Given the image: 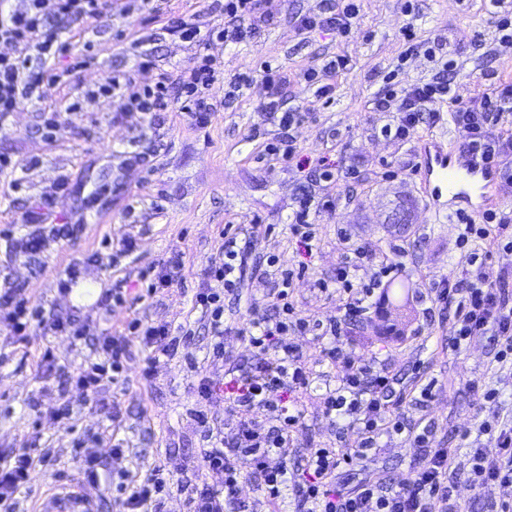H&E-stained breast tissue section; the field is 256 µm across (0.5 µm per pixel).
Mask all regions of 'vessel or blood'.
I'll use <instances>...</instances> for the list:
<instances>
[{
  "instance_id": "b4317fda",
  "label": "vessel or blood",
  "mask_w": 512,
  "mask_h": 512,
  "mask_svg": "<svg viewBox=\"0 0 512 512\" xmlns=\"http://www.w3.org/2000/svg\"><path fill=\"white\" fill-rule=\"evenodd\" d=\"M423 183L432 201L442 196L457 200L462 211L480 215L496 206L498 174L494 165L474 158L460 143L425 160ZM91 501L79 490L54 492L45 498L40 512H92Z\"/></svg>"
}]
</instances>
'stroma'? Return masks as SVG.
Instances as JSON below:
<instances>
[{
    "label": "stroma",
    "instance_id": "obj_1",
    "mask_svg": "<svg viewBox=\"0 0 512 512\" xmlns=\"http://www.w3.org/2000/svg\"><path fill=\"white\" fill-rule=\"evenodd\" d=\"M126 4L112 0L101 22L64 35L71 53L61 65L87 49L96 58L95 68L77 73L68 84H43L38 98L25 102L0 127V154L25 165L22 191L0 196V279L21 284L44 317L80 316L90 334L76 341L34 326L20 340L0 326V456L28 446L45 458L17 495L13 512H37L58 474L75 473L76 439L83 435L100 438L96 451L104 463L106 491L98 500L99 512H115L112 477L137 463L159 467L169 478L162 512H189V487L222 486L223 474L205 469L202 456L217 435L234 425L224 414V399L233 390L225 372L230 362L247 361L250 351L232 331L224 335L223 357H214L207 319L194 299L207 285L203 269L223 244L228 224L237 228V243L250 254L237 296L224 302L229 321L272 313L274 282L265 272L267 256L278 257L286 268L306 263L305 275L293 284V298L302 315L324 321L338 315L343 297L318 293L314 282L336 273L343 254L339 231L357 242L404 248L405 268L391 277L401 309L379 311L343 347L361 361L387 360L403 382V408L411 423L427 429L434 445L456 450L448 473L451 502L462 512H495L500 502H512V483H492L474 493L468 463L472 446L487 456L496 454L493 437L473 433L471 413L479 403L473 385L498 388L499 409L506 415L512 413V373L499 371L486 338L453 349L448 312H436L429 320L418 317L431 305L432 282L470 275L460 259L461 226L454 211H430L420 187L425 147L434 140H456L457 134L444 121L398 140L384 131L394 113L373 109L387 77L403 85L424 84L435 73L424 53L403 56L401 31L409 24L419 40L442 44L447 51L458 99L476 97L493 78L512 79V39L497 29L490 0H356L354 30L343 41L298 30V18L320 13L322 0H269L272 21L205 50L170 34L168 21L197 12L211 25L223 26V0H169L165 14L152 20L126 11ZM141 49L154 51L158 71H136ZM205 53L218 57L223 69L209 91L216 110L207 126L195 125L181 112L158 113L147 125L134 116L118 117L120 100L100 98L86 102L54 141H46L38 129L41 112L66 111L87 84L111 72L132 70L138 82L151 84L158 72L178 76ZM339 55L348 58L347 70L337 74L330 99L316 97L301 74L322 69ZM264 62L287 74V106L308 114L294 131L297 153L290 162L267 151L278 126L260 112L268 96L260 73ZM323 158L339 168L354 166L360 177L316 184V192L332 196L335 206L312 215L316 247L304 259L288 230V215L304 170ZM390 167L398 169V177H386ZM61 183L66 189L53 212L57 231L47 248L34 255L18 253L17 239L31 230L24 212ZM256 216L271 225L269 234L251 233ZM128 237L138 243L130 255L121 251ZM175 251L182 256L179 281L154 300L138 301L141 271L164 268ZM73 262L81 265L79 283L61 292L59 281ZM120 280L128 290L125 303L103 306L101 296ZM136 318L166 326L177 340L175 352L161 357L151 379L141 376L143 354L137 349L123 382L103 387L97 398L66 384L63 371L103 359L96 336L123 335ZM186 325L193 336H184ZM294 342L313 378L300 397L304 418L292 434L294 449L301 455L309 448H352L355 432L324 415L321 406L325 385L336 381L340 367L312 336L299 335ZM48 351L55 358L51 367L42 360ZM205 377L218 388L209 400L198 395ZM430 383L434 399L420 401V391ZM64 405L69 419L56 420ZM116 441L123 444L125 457H113ZM380 444V451L350 471L349 481L372 478L401 485L411 480L420 449L397 437L381 438Z\"/></svg>",
    "mask_w": 512,
    "mask_h": 512
}]
</instances>
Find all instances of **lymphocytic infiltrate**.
<instances>
[{"label":"lymphocytic infiltrate","instance_id":"obj_1","mask_svg":"<svg viewBox=\"0 0 512 512\" xmlns=\"http://www.w3.org/2000/svg\"><path fill=\"white\" fill-rule=\"evenodd\" d=\"M106 5L107 0H25L23 8L16 9L8 0H0V44L24 50L20 56L0 55V122L18 111L23 101L32 98L43 83H65L71 79L72 68L54 64L69 49L62 35L69 28L101 18ZM356 16L353 0H328L319 14L301 17L298 26L346 37ZM272 19L267 0H224L223 27H203L199 15L192 14L175 17L172 30L187 41L206 46L238 36L244 26ZM262 72L270 89L263 113L277 120L281 131L278 144L269 145L268 152L289 161L296 154L292 131L305 115L283 106L287 76L268 66ZM220 74L217 58L206 55L200 63L181 71L177 79H169L163 73L151 86L138 84L133 73H113L97 88L88 90L87 96L120 98L123 115L136 114L145 122L152 121L157 112H187L202 127L216 110L208 101L206 91ZM451 82L450 68L441 66L433 82L389 89L377 100L376 108L395 113V136L399 139L420 126L448 121L461 143L476 158L497 165L500 185L511 193L512 131L505 129L504 122L512 115V82L490 84L481 95L468 101L452 97ZM437 95L449 97L447 113L427 110V102ZM494 126L500 132L493 137L488 130ZM331 206V200H315L308 191L298 198L289 230L297 246L305 252H312L315 241L310 222L312 208L327 210ZM456 219L464 224L467 234L483 241L484 247L465 257L466 264L474 269L468 280L442 279L431 283L433 303L451 311L455 343L488 337L497 349L496 362L503 365L512 356V291L507 288L512 272L495 266L491 258L499 241L512 237V217L488 212L480 228L468 214H457ZM247 259V252L238 249L235 237H225L220 251L203 270L211 285L197 293L195 299L216 339L214 355H223L222 338L232 330L247 342L258 362L228 371L235 389L224 401V413L235 419V430L207 449L202 460L206 469L223 472L224 489L218 492L207 487L191 488L190 512H230L238 503L241 485L248 475L260 478L274 512H279L287 500L291 501L293 512H457L448 501L447 485L455 452L428 447L425 432L407 422L401 409L403 400L396 394L395 378L388 367L354 364L341 348L353 323L368 318L371 309L378 306L373 285L357 283L359 270L375 266L384 277L401 271L402 262L374 245L352 243L336 270V283L347 298L341 315L330 319L327 326L310 323L308 318L300 316L289 299L294 279L306 271L302 265L281 271L280 289L273 302L274 315L253 317L234 325L224 318L223 294L235 290ZM5 288L10 306L0 310V325L11 336L24 337L34 325L48 334L64 333L78 339L86 336V325L77 319L43 318L22 295L19 284L9 282ZM128 330L125 336L99 337L104 360L66 373V380L91 394L98 393L105 384L119 383L135 345L146 352L142 375L150 377L161 356L170 351L169 330L142 318L133 320ZM307 332L314 333L331 361L342 363L347 369L336 388L323 394L322 408L326 416L345 421L356 429L358 441L354 449L346 452L333 448L309 449L304 464L298 466L293 462L295 450L290 430L303 417L299 395L309 386V373L290 337ZM497 399L496 389L484 388L480 399L482 413L474 418L477 432L493 436L497 442V453L492 458L479 448L469 451L473 488L477 491L492 482L512 481V420L500 417ZM393 434L423 451L408 483L394 486L369 478L351 485L340 480L338 468L367 458L382 437ZM243 458L250 465L246 475L238 466ZM41 463L40 456L28 451L0 457V512H11L17 493L30 482ZM118 478L120 512H160V495L169 484L161 469L126 470Z\"/></svg>","mask_w":512,"mask_h":512}]
</instances>
